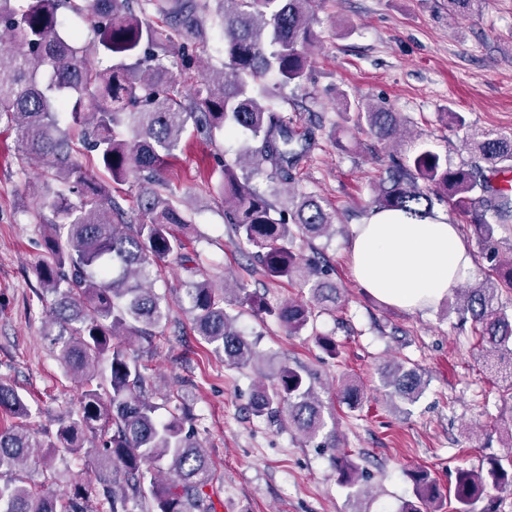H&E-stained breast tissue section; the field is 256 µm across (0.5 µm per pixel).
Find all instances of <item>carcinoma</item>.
Returning <instances> with one entry per match:
<instances>
[{
	"label": "carcinoma",
	"mask_w": 512,
	"mask_h": 512,
	"mask_svg": "<svg viewBox=\"0 0 512 512\" xmlns=\"http://www.w3.org/2000/svg\"><path fill=\"white\" fill-rule=\"evenodd\" d=\"M216 2L210 11L209 2ZM315 0H0V125L16 133L26 157L42 161L57 182L42 208L50 210L44 246L48 259L37 268L45 293L53 297L43 327L57 358L77 380L76 408L61 410L55 430L40 433L26 426L0 429V512H94L93 500L108 512H135L150 497L151 512H212L207 488L213 480L209 457L195 434L185 430L190 413L175 397L168 418L157 416L148 396L145 366L129 352L149 341L168 318L169 304L153 288L159 263L176 255L184 262L183 238L174 232L192 223L186 201L163 177L179 148L182 133L193 126L211 139L217 132L241 130L251 144L245 156L273 183L292 184L296 169L315 143L313 128L300 130L298 115L280 111L257 94L253 83L272 71L282 86L301 87L308 77L310 49L317 43ZM487 0H448V16L469 20ZM166 19L159 28L143 10ZM66 7L95 15L96 40L79 46L61 25ZM210 14L224 37L220 75L204 74L190 102L181 99L172 71L164 63L176 50L186 64L195 61L194 45L205 35L201 14ZM105 56L100 70L89 55ZM71 109L63 128L58 114ZM453 131L474 156L451 168L424 147L405 160L391 158L373 184L374 209H400L419 218L444 204L463 215L482 242L484 279L475 287L454 289L461 324L471 323L480 343L498 363L509 354L512 366V313L499 303L502 288L512 290V255L503 259L496 233L512 225V188L495 184L512 175V135L474 128L460 112L447 114ZM367 127L379 142L402 132L399 113L381 105H357V127ZM139 185L137 212L125 213L112 185ZM220 191L224 223L253 253L264 277L296 281L309 299L276 307L253 297L246 286L193 277L183 282L181 305L193 329L234 367L258 366L263 356L236 327L226 305L247 304L255 313L274 315L290 334H299L316 318L340 305V289L328 280L320 258L298 252L293 241L329 234L335 214L321 197L302 193L288 211L278 210L253 189L249 176L238 177L224 164ZM386 396L414 404L426 382L403 364L381 371ZM0 411L20 420L31 408L16 388L0 382ZM256 417H282L308 440L326 423L311 375L281 364L272 382L255 389ZM89 459L91 476L73 484L62 498L33 476L52 468L53 449ZM340 484L356 489L358 465L346 452L332 460ZM412 495L399 512H438L442 492L423 468L405 472ZM512 491V455L488 460L478 471L457 470L456 512H497L488 489Z\"/></svg>",
	"instance_id": "1"
}]
</instances>
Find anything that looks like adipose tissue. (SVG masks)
<instances>
[{
  "label": "adipose tissue",
  "mask_w": 512,
  "mask_h": 512,
  "mask_svg": "<svg viewBox=\"0 0 512 512\" xmlns=\"http://www.w3.org/2000/svg\"><path fill=\"white\" fill-rule=\"evenodd\" d=\"M349 252L360 288L409 311L443 300L473 264L462 234L447 217L419 220L389 209L372 211L355 225Z\"/></svg>",
  "instance_id": "ef3b65f1"
}]
</instances>
